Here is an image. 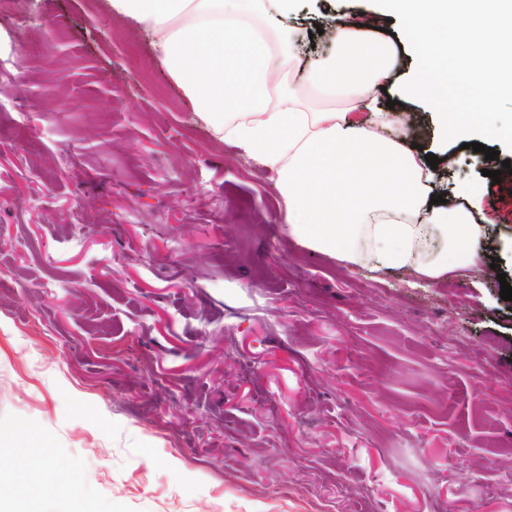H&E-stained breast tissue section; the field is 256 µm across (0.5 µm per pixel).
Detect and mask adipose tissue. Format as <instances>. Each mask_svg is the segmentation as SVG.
Masks as SVG:
<instances>
[{
	"mask_svg": "<svg viewBox=\"0 0 512 512\" xmlns=\"http://www.w3.org/2000/svg\"><path fill=\"white\" fill-rule=\"evenodd\" d=\"M295 3L107 0L112 14L150 31L171 78L213 131L277 173L289 238L347 266L409 267L433 283L477 266L482 228L470 210L429 205L436 171L424 153L408 147L390 113L358 111L389 78L386 46L334 17L336 54L301 66L280 25ZM304 84L340 87L345 108L307 107L298 95ZM435 236L440 250L425 252Z\"/></svg>",
	"mask_w": 512,
	"mask_h": 512,
	"instance_id": "1",
	"label": "adipose tissue"
}]
</instances>
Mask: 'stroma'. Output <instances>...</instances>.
Wrapping results in <instances>:
<instances>
[{
	"instance_id": "35a3bbf8",
	"label": "stroma",
	"mask_w": 512,
	"mask_h": 512,
	"mask_svg": "<svg viewBox=\"0 0 512 512\" xmlns=\"http://www.w3.org/2000/svg\"><path fill=\"white\" fill-rule=\"evenodd\" d=\"M432 193H486L482 273L348 267L281 230L275 171L220 139L106 0H0V488L14 512H512V194L402 97ZM505 281H498V274Z\"/></svg>"
}]
</instances>
